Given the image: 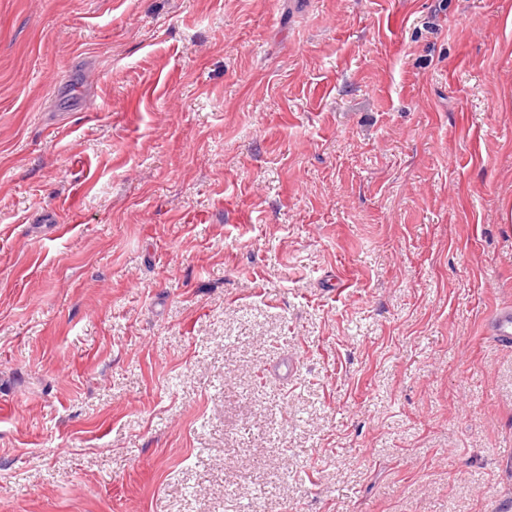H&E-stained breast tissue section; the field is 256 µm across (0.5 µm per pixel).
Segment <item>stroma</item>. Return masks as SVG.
Segmentation results:
<instances>
[{"instance_id": "stroma-1", "label": "stroma", "mask_w": 512, "mask_h": 512, "mask_svg": "<svg viewBox=\"0 0 512 512\" xmlns=\"http://www.w3.org/2000/svg\"><path fill=\"white\" fill-rule=\"evenodd\" d=\"M508 306L512 0H0V512H505ZM489 333L499 342L512 344V308H501L489 323Z\"/></svg>"}]
</instances>
